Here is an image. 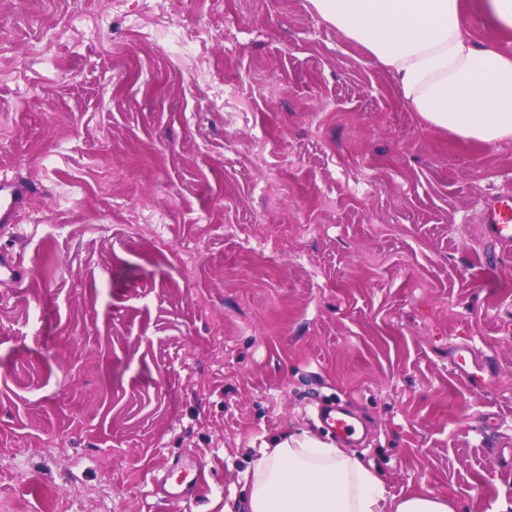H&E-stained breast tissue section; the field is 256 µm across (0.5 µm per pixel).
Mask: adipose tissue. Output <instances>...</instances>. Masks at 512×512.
Listing matches in <instances>:
<instances>
[{
    "label": "adipose tissue",
    "mask_w": 512,
    "mask_h": 512,
    "mask_svg": "<svg viewBox=\"0 0 512 512\" xmlns=\"http://www.w3.org/2000/svg\"><path fill=\"white\" fill-rule=\"evenodd\" d=\"M393 76L430 126L482 145L512 140V55L473 40L464 0H310ZM250 512H452L429 494L389 498L382 478L334 444L292 432L253 463Z\"/></svg>",
    "instance_id": "1"
}]
</instances>
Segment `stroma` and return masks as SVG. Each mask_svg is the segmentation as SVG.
I'll use <instances>...</instances> for the list:
<instances>
[{
	"mask_svg": "<svg viewBox=\"0 0 512 512\" xmlns=\"http://www.w3.org/2000/svg\"><path fill=\"white\" fill-rule=\"evenodd\" d=\"M3 177L0 512H249L323 398L391 496L512 505V247L481 223L512 140L428 125L308 0H0ZM185 455L206 482L166 501ZM26 191L14 181L0 180V223L13 224L17 214L24 208ZM25 270L23 264L4 249L0 252V281H7L19 285L24 280ZM454 364L458 375L469 383L484 379V374L490 370L488 360L479 357L472 346L467 342L457 346L454 355Z\"/></svg>",
	"mask_w": 512,
	"mask_h": 512,
	"instance_id": "obj_1",
	"label": "stroma"
}]
</instances>
